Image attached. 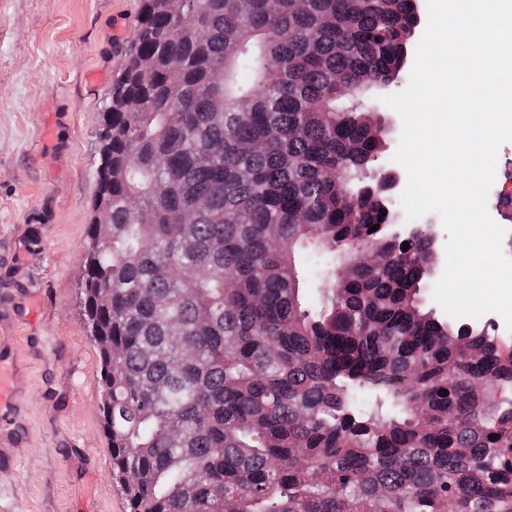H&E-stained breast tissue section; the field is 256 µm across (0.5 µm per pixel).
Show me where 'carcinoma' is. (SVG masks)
I'll use <instances>...</instances> for the list:
<instances>
[{
  "label": "carcinoma",
  "instance_id": "1",
  "mask_svg": "<svg viewBox=\"0 0 512 512\" xmlns=\"http://www.w3.org/2000/svg\"><path fill=\"white\" fill-rule=\"evenodd\" d=\"M419 2L142 0L82 285L128 512H512V336L372 176Z\"/></svg>",
  "mask_w": 512,
  "mask_h": 512
}]
</instances>
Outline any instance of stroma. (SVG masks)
Segmentation results:
<instances>
[{
	"label": "stroma",
	"mask_w": 512,
	"mask_h": 512,
	"mask_svg": "<svg viewBox=\"0 0 512 512\" xmlns=\"http://www.w3.org/2000/svg\"><path fill=\"white\" fill-rule=\"evenodd\" d=\"M140 0H0V293L27 368L0 512H126L80 305L103 113Z\"/></svg>",
	"instance_id": "stroma-1"
}]
</instances>
